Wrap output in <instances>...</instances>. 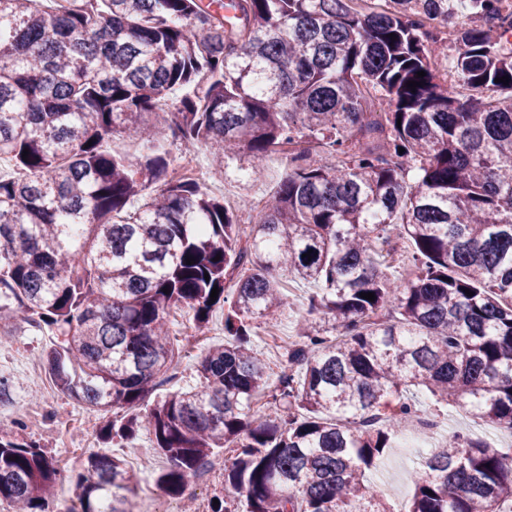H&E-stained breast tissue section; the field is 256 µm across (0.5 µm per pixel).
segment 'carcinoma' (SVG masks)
I'll return each instance as SVG.
<instances>
[{"label": "carcinoma", "mask_w": 512, "mask_h": 512, "mask_svg": "<svg viewBox=\"0 0 512 512\" xmlns=\"http://www.w3.org/2000/svg\"><path fill=\"white\" fill-rule=\"evenodd\" d=\"M389 2L0 0V335L49 330L54 383L125 411L107 440L152 431L167 495L231 449L208 512H391L364 476L420 415L411 387L512 432V12ZM423 17L455 28V54ZM116 135L142 152L112 150ZM167 142L241 178L286 157L250 241ZM395 225L406 278L387 275ZM290 278L320 286L310 311L336 338L303 318L272 385L252 336L288 309ZM217 305L228 341L200 385L137 412L175 368L170 311L201 331ZM15 425L0 501L49 512L54 460ZM423 464L406 512H512V448L456 433ZM131 481L126 460L89 454L75 512H127Z\"/></svg>", "instance_id": "obj_1"}]
</instances>
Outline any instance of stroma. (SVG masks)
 <instances>
[{
  "label": "stroma",
  "mask_w": 512,
  "mask_h": 512,
  "mask_svg": "<svg viewBox=\"0 0 512 512\" xmlns=\"http://www.w3.org/2000/svg\"><path fill=\"white\" fill-rule=\"evenodd\" d=\"M195 161L203 190L223 198L225 207L236 212L245 224L249 223L250 217L241 207L242 195L260 200L267 198L275 191L286 167L284 156L271 155L263 173L244 184L237 181L234 174H224L212 168L206 149L196 151ZM285 288L292 305L278 318L277 335L258 333L253 338L255 348L269 364L270 376L274 379L288 367V348L297 334V321L305 315L309 299L316 290L314 284L299 280L287 282ZM169 321L181 350V359L173 378L158 388L157 393L161 396L195 385L198 358L210 347L224 342L222 309L213 310L208 329L202 333L195 330L187 310L171 312ZM50 342L48 331L35 333L23 327L0 338V375L9 379L12 391L11 401L0 405V434L15 432V420H23L27 436L52 455L56 462L62 463L56 482L60 488L73 486L75 473L93 451L129 461L140 458L141 465L134 471L135 485L153 483L156 476L167 468L168 462L157 451L152 433L141 431L127 447L105 440L101 430L109 421V414L90 409L59 391L53 398H45L41 387L31 381L29 362L42 360L43 351ZM416 399L421 406L431 409V419L436 424L434 432L405 428L401 447L389 449L370 476L373 489L383 495L394 512H403L413 493L412 485L405 478L406 472L416 465L414 456L408 451L409 446L422 444L431 447L454 432L484 439L496 447L512 441V433L474 421L470 414L459 409L433 407L426 392H417Z\"/></svg>",
  "instance_id": "35a3bbf8"
}]
</instances>
